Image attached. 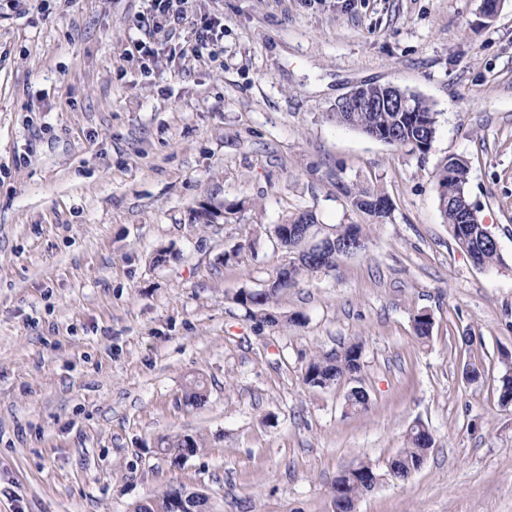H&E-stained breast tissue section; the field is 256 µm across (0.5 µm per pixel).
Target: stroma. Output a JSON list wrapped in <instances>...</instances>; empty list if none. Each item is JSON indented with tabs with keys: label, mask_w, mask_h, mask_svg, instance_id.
<instances>
[{
	"label": "stroma",
	"mask_w": 512,
	"mask_h": 512,
	"mask_svg": "<svg viewBox=\"0 0 512 512\" xmlns=\"http://www.w3.org/2000/svg\"><path fill=\"white\" fill-rule=\"evenodd\" d=\"M480 4L184 0L159 33L149 0H0V512H132L169 489L206 491L214 512H334L363 461L383 479L356 512H512V0L491 22ZM205 16L224 32L198 54ZM366 82L431 104L426 154L329 119ZM451 155L495 266L439 209ZM340 181L383 191L389 216L352 209ZM305 211L366 225L365 246L260 322L237 297L288 264L274 227ZM353 343L358 373L304 383ZM417 423L433 448L388 478ZM178 435L195 455L166 450Z\"/></svg>",
	"instance_id": "obj_1"
}]
</instances>
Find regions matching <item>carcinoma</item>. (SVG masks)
Segmentation results:
<instances>
[{"label": "carcinoma", "instance_id": "carcinoma-1", "mask_svg": "<svg viewBox=\"0 0 512 512\" xmlns=\"http://www.w3.org/2000/svg\"><path fill=\"white\" fill-rule=\"evenodd\" d=\"M409 108L405 111L393 110L389 107L363 108L356 111L333 110L329 116L337 123L345 125L366 135L377 132L386 137L384 143L396 147H408L410 151L420 154L427 153L435 139L437 116L430 104L422 97L413 93L408 94ZM439 188L438 200L442 214L452 227L453 236L458 246H466L465 252L474 262L485 267H491L500 260L499 249L493 244H486L480 237L466 239V231H475L476 224H463L465 216L474 213L470 201L467 185L469 182V167L466 161L450 156L437 173ZM341 191L349 198L351 206L362 213L369 214L377 219H384L388 212L377 211L372 201L386 197L381 191L366 188L350 187L339 184ZM318 272V268L305 264H297L285 270L281 269L275 280L266 289L242 293L238 301L249 307V313L267 323L276 322V318L269 312L270 303L277 294L286 288L296 286L300 281L311 277ZM361 345L352 344L334 353L324 354L312 360L303 376V381L311 387L325 388L337 383L340 379L351 376L360 371L358 351ZM207 400L202 381L193 379L189 381L184 392V402L191 407L203 405ZM424 427L416 425L410 430L409 445L400 450L402 459L397 463L398 474L395 479L405 481L411 477L409 467L420 461L421 449L418 438L423 434ZM344 489L334 485L333 492L342 493L348 500L358 499L364 494V477L356 474L343 481ZM178 493L176 489L154 494L145 499L143 512H171L168 508L170 499Z\"/></svg>", "mask_w": 512, "mask_h": 512}]
</instances>
